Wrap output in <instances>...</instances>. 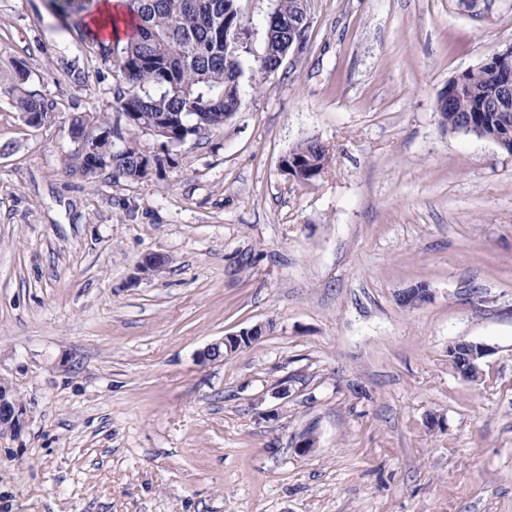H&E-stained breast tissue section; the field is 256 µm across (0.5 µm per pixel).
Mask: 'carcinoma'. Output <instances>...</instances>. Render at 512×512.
Masks as SVG:
<instances>
[{"mask_svg":"<svg viewBox=\"0 0 512 512\" xmlns=\"http://www.w3.org/2000/svg\"><path fill=\"white\" fill-rule=\"evenodd\" d=\"M62 17L80 19L90 9L91 0H54ZM127 9L135 19V34L122 48L120 72L124 85L114 92L112 111L122 116L134 114L140 124L154 126L164 118L177 116L170 124L168 139L188 141L202 130L224 124L228 112L241 94L240 77L245 56L224 40L244 37L246 29L238 0H127ZM310 14V0H278L268 15L262 55L251 60L254 71L268 72L282 52L286 29ZM92 53L104 62L112 61V42L92 38ZM28 76L24 65L16 67L8 88L20 115L45 112L47 106L35 95L23 90ZM457 89L441 113L448 128L460 132L473 122L470 134L495 140L512 133V97L505 100L494 64H481L451 80ZM111 159L114 173L130 179L146 177L139 164L143 153L126 143L114 147L108 139L94 143V152L83 153L81 173L94 179L98 173L96 158ZM329 153L314 139H307L288 151L293 163L308 184L329 166ZM69 164L68 169H78Z\"/></svg>","mask_w":512,"mask_h":512,"instance_id":"obj_1","label":"carcinoma"}]
</instances>
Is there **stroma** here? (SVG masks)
<instances>
[{
  "label": "stroma",
  "instance_id": "1",
  "mask_svg": "<svg viewBox=\"0 0 512 512\" xmlns=\"http://www.w3.org/2000/svg\"><path fill=\"white\" fill-rule=\"evenodd\" d=\"M238 6L260 54L276 0ZM510 45L512 0H311L224 126L129 133L161 168L89 181L69 126L120 73L49 0H0V74L25 62L53 115L0 93V512H512V155L438 112ZM309 138L330 164L303 184L281 160ZM460 339L493 348L478 380ZM265 325L257 324L249 329H243L238 333L224 336L221 340L210 344L201 354V358L204 360L214 361L223 359L226 356H230L240 350V347H236L237 342L242 344V340L248 342H255L264 335ZM20 409L16 410L10 388L0 385V428L15 427L19 423Z\"/></svg>",
  "mask_w": 512,
  "mask_h": 512
}]
</instances>
